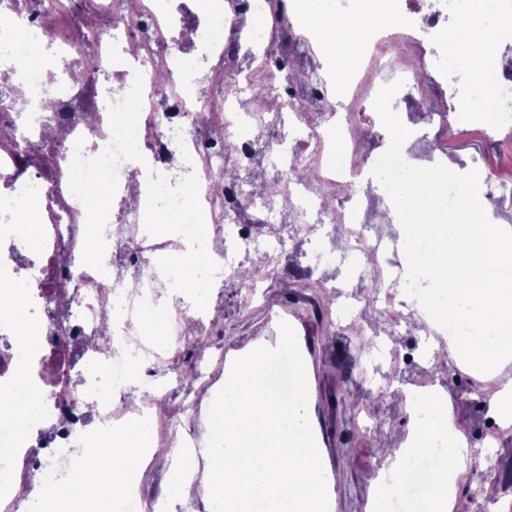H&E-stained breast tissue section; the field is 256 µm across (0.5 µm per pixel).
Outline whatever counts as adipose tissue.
I'll return each mask as SVG.
<instances>
[{
  "label": "adipose tissue",
  "instance_id": "ef3b65f1",
  "mask_svg": "<svg viewBox=\"0 0 512 512\" xmlns=\"http://www.w3.org/2000/svg\"><path fill=\"white\" fill-rule=\"evenodd\" d=\"M449 260L428 258L424 270L430 283L447 289L453 302L448 306V318L469 325L470 331L461 339V348L472 364L493 372L494 383L486 391L490 412L503 422L512 421V374L504 372L502 362L512 356V282L487 283L481 280L483 270L492 264L512 267V227L502 224L448 223ZM439 414L437 426L412 437L390 455L392 467H399L409 454L426 450L436 433L448 435L447 467L438 484L441 512H456L459 502L452 485L469 466L468 439L455 425L451 410L439 396L426 398ZM148 423L132 425L123 435L103 438L100 448L83 459L77 477L61 486L56 500L61 507L70 506L80 495L83 485L94 479L103 480L112 491L111 500H100L98 508L119 506L124 492L137 488L138 473L133 461L136 449L145 447Z\"/></svg>",
  "mask_w": 512,
  "mask_h": 512
}]
</instances>
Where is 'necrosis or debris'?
Masks as SVG:
<instances>
[{
    "label": "necrosis or debris",
    "mask_w": 512,
    "mask_h": 512,
    "mask_svg": "<svg viewBox=\"0 0 512 512\" xmlns=\"http://www.w3.org/2000/svg\"><path fill=\"white\" fill-rule=\"evenodd\" d=\"M326 12L368 33L341 83L312 25ZM111 14L123 24L100 25ZM0 16L12 19L0 26V362L8 364L0 395H12L22 375L42 397L40 411L0 419V512H33L78 467L90 426L133 424L173 395L155 379L156 348L132 337L181 280L178 267L159 261L167 240L140 233L148 209L178 215L183 238L232 241L204 268L213 288L238 255L267 251L252 224L294 225L306 245L316 230L342 225L349 249L300 253L306 267L342 269L376 255L384 245L376 225L397 219L387 192L369 187L378 158L370 143L386 134L373 106L382 87L412 83L414 94L396 93L392 108L404 123L426 114L442 154L467 130L497 137L512 112V64L495 70L500 112L487 115L475 106L477 88L449 78L468 46L442 37L477 21L511 40L512 0H483L478 14L472 0H350L346 11L335 0H288L282 13L276 0H98L77 24L36 13L30 0H0ZM32 38L53 46L45 68L17 64ZM230 77L265 93L225 95ZM135 168L142 182L131 181ZM188 181L195 194L184 192ZM99 186L107 197L97 220L107 231L93 243L87 200ZM117 265L137 270L136 291ZM165 320L167 351H184L189 372L206 379L222 353L183 334L188 324L205 333L206 318L177 306ZM55 349L91 360L94 371L51 364ZM133 385L142 391L136 405L124 401ZM91 397V424L66 417ZM446 445L438 439L386 475L396 488L388 512H430L428 478Z\"/></svg>",
    "instance_id": "1"
}]
</instances>
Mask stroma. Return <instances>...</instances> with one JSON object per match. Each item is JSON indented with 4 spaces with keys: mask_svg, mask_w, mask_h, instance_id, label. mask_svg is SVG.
Wrapping results in <instances>:
<instances>
[{
    "mask_svg": "<svg viewBox=\"0 0 512 512\" xmlns=\"http://www.w3.org/2000/svg\"><path fill=\"white\" fill-rule=\"evenodd\" d=\"M445 166L466 173L490 165L502 175H512V146L487 148L481 136L467 132L448 147ZM268 269L256 296H249L246 280L256 269ZM245 276H231L224 282L221 296L212 289L198 290L197 303L205 306L211 320L210 346L223 350L224 359L212 363L207 385L182 384L185 360L170 357L155 367L161 381L178 379L177 391L189 392L199 400L197 413L186 416L177 399L166 406L163 423L177 430L206 434L209 406L224 384V369L245 353L259 347H277L281 340L280 321H289L302 351L308 382L307 415L321 456L324 473L332 484L329 512H376L374 489L387 471L382 440L407 435L415 424L401 403L398 390L436 389L451 406L456 424L470 442H478L488 432H498L493 450L494 466L488 471H466L456 482L457 495L467 512H512V425L495 421L487 405L476 398L485 394L484 375L467 370L459 374V357L444 361L423 359L414 365L405 358L412 344L421 339L416 327L394 335L391 312L372 306L380 286L362 276L360 269L342 272L319 266L302 273L296 269L295 254L283 252L275 260L259 259L245 264ZM345 278L347 290L359 298L358 321L349 324L341 313L342 299L330 283ZM388 347L392 354L382 372L390 385L380 392L372 381V367L362 352L369 342ZM150 442L157 447L153 464L139 476L145 502L168 505L167 512H204L207 489L186 487L181 495L170 493L173 471L172 449L165 432L151 427ZM493 485L494 495L472 497L474 487Z\"/></svg>",
    "mask_w": 512,
    "mask_h": 512,
    "instance_id": "obj_1",
    "label": "stroma"
}]
</instances>
